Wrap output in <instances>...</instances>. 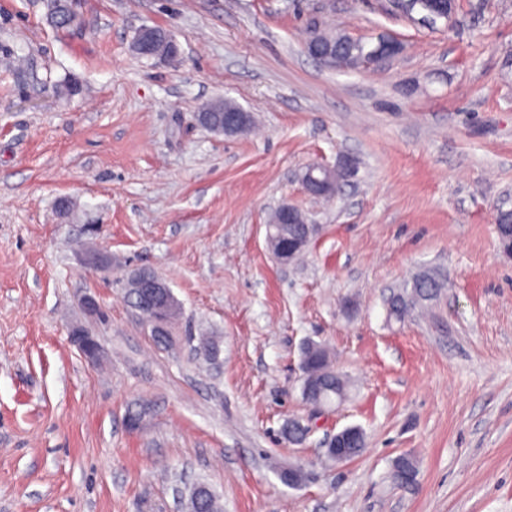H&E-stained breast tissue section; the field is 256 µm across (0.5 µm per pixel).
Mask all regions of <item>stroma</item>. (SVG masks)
<instances>
[{
  "label": "stroma",
  "mask_w": 512,
  "mask_h": 512,
  "mask_svg": "<svg viewBox=\"0 0 512 512\" xmlns=\"http://www.w3.org/2000/svg\"><path fill=\"white\" fill-rule=\"evenodd\" d=\"M50 3L0 0V512H184L199 479L224 512H512V255L495 232L512 211V0H459L433 30L381 0H76L67 29ZM316 17L401 51L326 68L304 50ZM154 25L175 61L132 51ZM224 96L251 131L197 122ZM344 155L356 177L314 202L301 173ZM283 203L315 226L288 267L266 242ZM138 268L181 304L169 348L124 299ZM424 270L446 278L439 306L390 319ZM189 332L219 337L210 366ZM309 341L348 377L343 403L302 400ZM291 419L303 444L281 434ZM353 425L364 453L328 462ZM402 455L408 487L390 477ZM71 342L91 362L99 359L100 347L98 342L81 327L73 326L69 329ZM417 466L412 457L403 455L399 457L392 470V479L400 485H409L415 481Z\"/></svg>",
  "instance_id": "35a3bbf8"
}]
</instances>
